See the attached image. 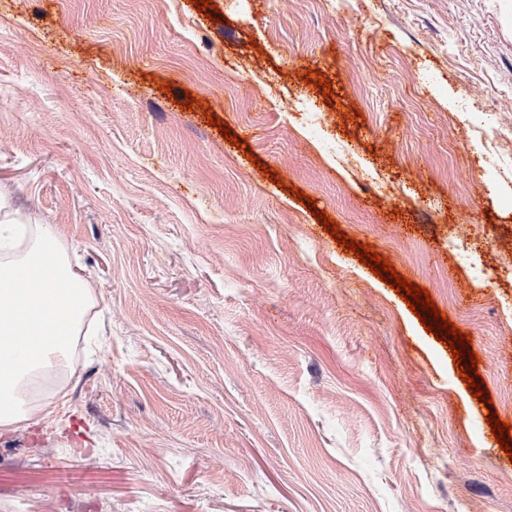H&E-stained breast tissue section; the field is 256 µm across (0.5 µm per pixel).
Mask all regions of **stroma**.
<instances>
[{
    "mask_svg": "<svg viewBox=\"0 0 512 512\" xmlns=\"http://www.w3.org/2000/svg\"><path fill=\"white\" fill-rule=\"evenodd\" d=\"M212 2L0 0V221L50 225L104 325L0 434V512H512L480 445L512 423V182L479 167L512 0ZM317 209L470 336L490 404Z\"/></svg>",
    "mask_w": 512,
    "mask_h": 512,
    "instance_id": "1",
    "label": "stroma"
}]
</instances>
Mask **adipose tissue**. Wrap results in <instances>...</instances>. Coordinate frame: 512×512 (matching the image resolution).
Returning <instances> with one entry per match:
<instances>
[{
  "mask_svg": "<svg viewBox=\"0 0 512 512\" xmlns=\"http://www.w3.org/2000/svg\"><path fill=\"white\" fill-rule=\"evenodd\" d=\"M14 232V225H0V360L9 364L7 379H0L4 432L37 411L54 409L55 393L35 404L27 387L57 376L95 303L90 282L73 271L67 250L48 225L30 226L28 247L20 253L12 246Z\"/></svg>",
  "mask_w": 512,
  "mask_h": 512,
  "instance_id": "obj_1",
  "label": "adipose tissue"
}]
</instances>
